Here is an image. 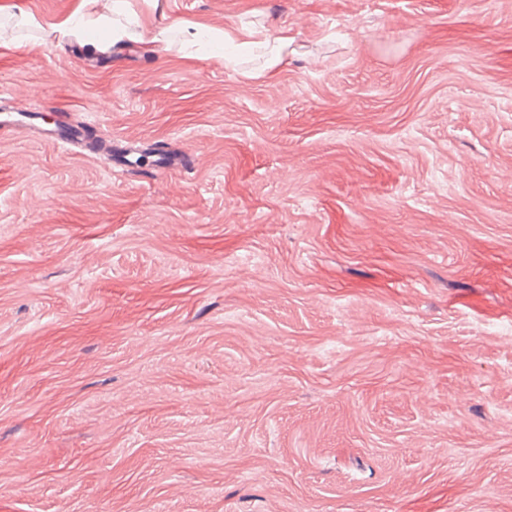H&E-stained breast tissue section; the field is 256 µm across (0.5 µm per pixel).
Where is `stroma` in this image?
<instances>
[{"instance_id":"35a3bbf8","label":"stroma","mask_w":512,"mask_h":512,"mask_svg":"<svg viewBox=\"0 0 512 512\" xmlns=\"http://www.w3.org/2000/svg\"><path fill=\"white\" fill-rule=\"evenodd\" d=\"M13 2L0 111L195 165L0 135V512H512V0ZM88 2L96 5L98 9L94 8L93 12L77 11L56 24L54 28L62 36L73 37L78 40L84 39L94 31L105 29L107 30V40L112 46L131 38L125 26L115 24L112 18H110L109 14H112V10H114L112 1L99 2L98 0H89ZM98 3H101L103 10H100ZM104 11H108L109 14ZM182 28L181 32L185 41L194 46L205 42L218 48L230 47L231 50L224 54V65L232 70L238 65L239 55L243 52H251L256 49L261 50L266 57L263 67L250 74L251 78H259L272 74L282 62L283 48L288 44L287 36H279L273 39L265 38L263 40H241L239 37L227 31L200 32L198 29ZM139 148L133 145H124L122 147L118 148V151L112 153V143H109L107 145H102V143H99L98 146L95 148L96 153H104L109 156V162H110V170L114 174H123L126 169H129L131 167L130 164H133L134 157L139 154ZM153 170L181 171L192 167L191 160L182 154H172L166 149H158L154 154Z\"/></svg>"}]
</instances>
